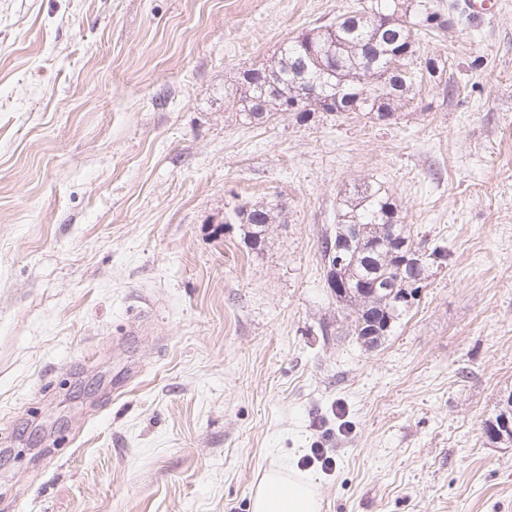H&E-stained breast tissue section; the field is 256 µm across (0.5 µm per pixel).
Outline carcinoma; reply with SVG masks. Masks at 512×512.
Returning a JSON list of instances; mask_svg holds the SVG:
<instances>
[{
    "mask_svg": "<svg viewBox=\"0 0 512 512\" xmlns=\"http://www.w3.org/2000/svg\"><path fill=\"white\" fill-rule=\"evenodd\" d=\"M429 0H361L288 41L280 58L240 72L239 120L262 123L289 109L306 122L316 112L334 116L360 112L372 123L394 120L409 99L416 78L413 63L421 34L448 29L447 10ZM401 62L404 69L395 66ZM335 68L328 78L324 68ZM285 204L271 199L233 209L229 220L247 227L245 240L258 247L265 228L276 223ZM336 233L346 234L344 256H321L336 267V300L345 310L348 332L362 339L384 336L399 318L401 293L427 286L425 265L444 261L441 249L427 253L413 246L411 227L382 186L364 183L340 199Z\"/></svg>",
    "mask_w": 512,
    "mask_h": 512,
    "instance_id": "cac0c4a2",
    "label": "carcinoma"
}]
</instances>
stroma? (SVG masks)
I'll return each instance as SVG.
<instances>
[{"label":"stroma","instance_id":"obj_1","mask_svg":"<svg viewBox=\"0 0 512 512\" xmlns=\"http://www.w3.org/2000/svg\"><path fill=\"white\" fill-rule=\"evenodd\" d=\"M350 3L0 0V512H250L275 464L322 512H512V0L422 37L390 123L236 121ZM365 182L448 252L374 346L320 253ZM277 196L250 249L225 216Z\"/></svg>","mask_w":512,"mask_h":512}]
</instances>
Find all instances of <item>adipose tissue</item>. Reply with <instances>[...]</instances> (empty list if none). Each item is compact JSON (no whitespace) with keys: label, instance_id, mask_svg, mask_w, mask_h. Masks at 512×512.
Wrapping results in <instances>:
<instances>
[{"label":"adipose tissue","instance_id":"adipose-tissue-1","mask_svg":"<svg viewBox=\"0 0 512 512\" xmlns=\"http://www.w3.org/2000/svg\"><path fill=\"white\" fill-rule=\"evenodd\" d=\"M251 512H320L317 487L283 467H269L253 492Z\"/></svg>","mask_w":512,"mask_h":512}]
</instances>
